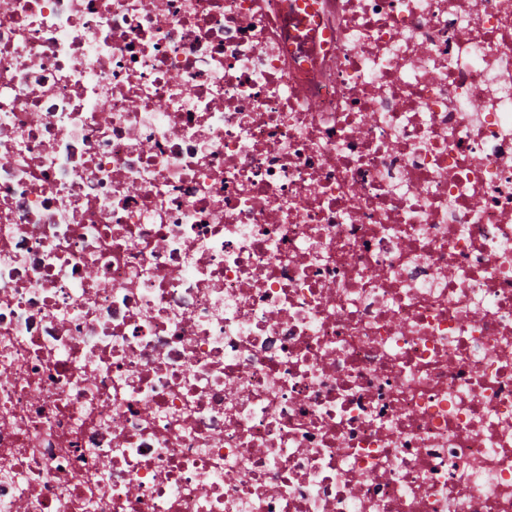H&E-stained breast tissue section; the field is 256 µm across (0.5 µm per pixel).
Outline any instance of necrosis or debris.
Wrapping results in <instances>:
<instances>
[{
    "instance_id": "4bbe7bcc",
    "label": "necrosis or debris",
    "mask_w": 512,
    "mask_h": 512,
    "mask_svg": "<svg viewBox=\"0 0 512 512\" xmlns=\"http://www.w3.org/2000/svg\"><path fill=\"white\" fill-rule=\"evenodd\" d=\"M0 512H512V0H0Z\"/></svg>"
}]
</instances>
